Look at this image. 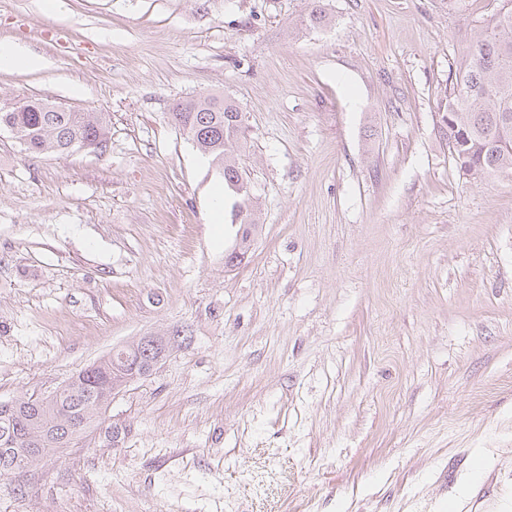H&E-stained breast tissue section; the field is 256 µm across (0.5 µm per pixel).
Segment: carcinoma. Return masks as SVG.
Listing matches in <instances>:
<instances>
[{"label":"carcinoma","instance_id":"cac0c4a2","mask_svg":"<svg viewBox=\"0 0 512 512\" xmlns=\"http://www.w3.org/2000/svg\"><path fill=\"white\" fill-rule=\"evenodd\" d=\"M452 92L439 110L445 136L456 158L468 166V175L481 180L497 174H512V0H499L496 12L483 26L472 29L463 53L451 74ZM21 112H0V128L15 127L21 149L30 154H67L103 148L110 129L104 112H79L42 100L24 103ZM240 110L228 97L207 93L177 102L171 121L224 179L228 205L224 220L244 227L239 246L226 254L228 267L242 262L251 246L256 224L249 181L240 163L238 147L244 130ZM108 359L99 362L88 386L62 394L52 403L42 398L20 399L7 409L0 406V477L8 476L14 464L13 448H28V439L39 438L44 455L63 447L65 435L56 423V409L77 416L94 398L93 386L107 380Z\"/></svg>","mask_w":512,"mask_h":512}]
</instances>
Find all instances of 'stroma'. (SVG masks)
<instances>
[{"label": "stroma", "mask_w": 512, "mask_h": 512, "mask_svg": "<svg viewBox=\"0 0 512 512\" xmlns=\"http://www.w3.org/2000/svg\"><path fill=\"white\" fill-rule=\"evenodd\" d=\"M320 4L332 22L310 27ZM497 0H0V111L106 112L105 149L0 131V402L182 333L0 512H512V175L466 176L439 104ZM248 127L245 260L174 126ZM118 430V441L106 438ZM46 65L45 59L30 50H25L10 42L0 43V69L2 70H39Z\"/></svg>", "instance_id": "stroma-1"}]
</instances>
